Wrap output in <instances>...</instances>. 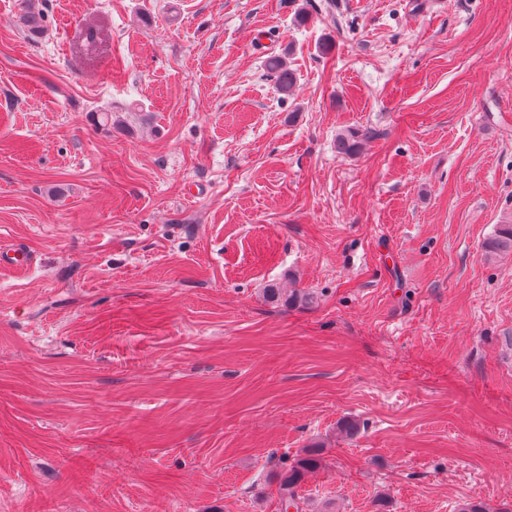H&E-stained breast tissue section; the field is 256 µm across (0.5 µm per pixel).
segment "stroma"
Masks as SVG:
<instances>
[{
	"label": "stroma",
	"instance_id": "obj_1",
	"mask_svg": "<svg viewBox=\"0 0 512 512\" xmlns=\"http://www.w3.org/2000/svg\"><path fill=\"white\" fill-rule=\"evenodd\" d=\"M323 2L0 0V512H512V0ZM267 69L270 75L276 80L279 89L288 94L295 83V75L288 68L286 62L281 58H272L267 63ZM321 466L322 462L318 454L307 452L283 469L277 489L279 512H287L290 507H293L295 512L303 511L306 502L300 495L299 488L305 477L319 470Z\"/></svg>",
	"mask_w": 512,
	"mask_h": 512
}]
</instances>
